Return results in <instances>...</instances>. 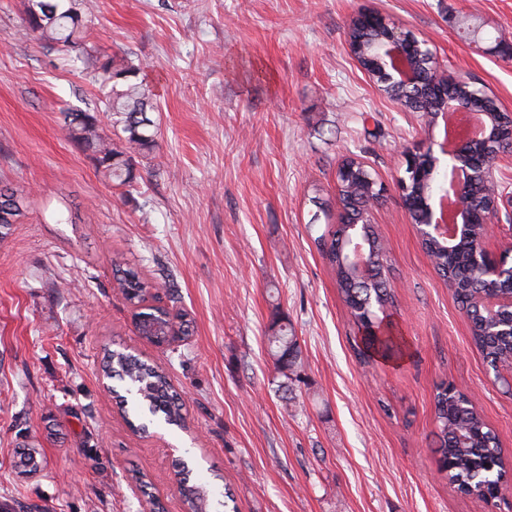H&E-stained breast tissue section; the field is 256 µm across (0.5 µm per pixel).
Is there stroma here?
I'll return each instance as SVG.
<instances>
[{
  "label": "stroma",
  "instance_id": "stroma-1",
  "mask_svg": "<svg viewBox=\"0 0 512 512\" xmlns=\"http://www.w3.org/2000/svg\"><path fill=\"white\" fill-rule=\"evenodd\" d=\"M29 0H0V184L23 216L0 239V512H185L190 466L239 512H512L462 495L435 452V387L469 395L512 462V374L493 378L396 191L405 157L442 139L351 57L361 10L428 39L440 65L512 113V0H91L86 39L142 62L156 145L137 180L105 179L66 134L64 110L99 108L91 62L44 46ZM482 39L464 42L466 25ZM363 160L387 193L370 218L388 246L397 360L361 361L360 335L314 244L336 223V171ZM487 249L512 246V157ZM167 281L193 322L177 347L136 333L112 257ZM301 350L292 394L268 353L274 318ZM128 348L183 391L186 425L134 433L101 363ZM42 450L37 475L16 449ZM144 475L137 489L133 472Z\"/></svg>",
  "mask_w": 512,
  "mask_h": 512
}]
</instances>
